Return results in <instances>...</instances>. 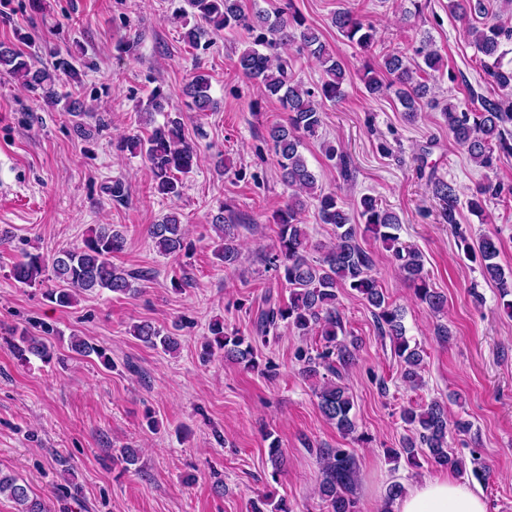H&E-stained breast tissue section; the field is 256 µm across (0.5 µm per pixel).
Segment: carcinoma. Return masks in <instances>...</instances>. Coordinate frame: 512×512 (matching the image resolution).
Returning <instances> with one entry per match:
<instances>
[{"label":"carcinoma","instance_id":"carcinoma-1","mask_svg":"<svg viewBox=\"0 0 512 512\" xmlns=\"http://www.w3.org/2000/svg\"><path fill=\"white\" fill-rule=\"evenodd\" d=\"M178 12L184 18L198 19L215 30L244 28L258 32L253 45L237 57L236 68L245 76L259 82L264 95L274 97L288 112L285 124L272 125L267 129V139L277 165L280 180L291 193L286 204L276 211L275 223L279 226L278 239L265 263L275 271L277 280L289 290L288 301L267 299L265 306L257 310L253 319V335L245 337L238 331H227L224 323L215 321L209 327L211 339L204 350L210 357L219 352L224 360L243 366L247 371L259 368L254 356V344H269L277 336L280 326L292 327L304 335L318 331L323 346L316 354L301 352L302 372L316 378L326 372L323 383L315 391L318 407L325 419L336 424L345 435L355 432L351 415L353 397L341 383V370L354 360V350L338 339L343 331L342 316L338 307V290L350 288L356 291L373 308L381 335L390 339L394 355L403 368L402 378L412 388L424 385L421 375L423 355L410 346L406 338L401 309L390 303L372 275L374 260L359 241L357 224L342 198L334 191L319 188L315 172L309 167L301 151L303 139L318 136L323 123L322 105L336 103L344 95L346 72L335 54L323 41L314 27L305 23L298 14L282 11L270 19L262 10L248 12L242 0H182ZM451 11L460 19L484 14V0H450ZM333 24L349 42L363 49L372 46L376 30L364 23L350 10L336 12ZM464 35L469 44L482 55L480 59L484 80L497 86L502 94L496 99L483 98L475 114L458 110L452 103L442 108L448 125V134L463 147L469 157L480 167L493 164L494 150L512 153V142L505 134V124L512 122V66L503 64L506 50L504 42L512 41V29L497 23H485L481 27L467 25ZM293 41L299 49L320 62L326 78L313 91L295 79L290 61L275 52V47ZM417 54L423 65L413 68L406 57L392 53L384 58L379 68L368 66L362 76L365 89L372 96L394 94L404 109L405 118L412 122L417 116L420 103L428 98L429 86L422 82L419 73L429 69L440 70L442 58L432 49L429 39L421 41ZM0 71L19 81L37 100L48 106L63 104L62 110L71 113L83 111V103L72 100L62 102L56 90L59 76L65 74L78 78V71L71 56H60L52 68L38 65L25 54L0 43ZM207 75L197 73L186 85L184 94L187 106L197 112H207L215 102L209 94ZM121 153L144 158L150 166L156 192L163 197H177L182 182L177 174L186 175L196 163L197 153L186 140L179 116H167L165 122L154 128L147 138L137 135L121 140L117 145ZM327 160L334 163L344 179L352 177L350 159L334 147L325 151ZM432 196L441 206V218L451 226L458 225L459 194L457 188L439 178L430 179ZM498 194V187L488 183L475 188L467 200L468 209L477 216H484L488 197ZM314 208L317 219L331 226L334 241L318 245V257L309 256L311 244L302 224L301 215ZM356 212L370 233L393 251L397 268L403 281L413 289L416 297L428 308L441 312L446 297L429 283L424 270L422 255L415 249L398 244L401 220L399 216L382 206L379 199L363 194L356 202ZM211 224L221 238L222 245L217 257L226 268H234L240 262L237 243L239 219L232 210L221 207L211 215ZM150 237L159 254L178 256L189 250L184 225L177 214L165 216L160 223L149 228ZM125 239L120 230L110 224H98L82 245L61 249L52 259V280L56 287L48 297L58 306L68 308L84 294L105 289L114 294L131 295L138 291L136 282L144 278L138 272L121 269L112 264V254L124 248ZM477 252L484 279L493 282L501 297L512 295V279L496 258L499 255L497 238L485 235L477 242ZM45 271L41 256L26 253L24 260L11 269L15 281L33 285L40 281ZM130 333L152 348L173 353L179 342L176 334L165 331L149 321L132 326ZM71 350L85 357L92 355L110 364L106 350L84 338L75 336ZM19 357L31 354L44 363L52 360L54 351L47 343L26 332L19 333L14 345ZM402 420L413 431L401 448H389L390 458H405L410 465L416 464L422 452L439 467L448 470L460 468L459 460L448 452L450 429L468 432L471 423L461 418L450 420L448 409L438 401H432L418 409L409 407L402 411ZM321 481L319 493L326 502L328 512H356L355 501L350 498L354 475V459L342 448L319 449ZM0 496H6L18 505V512H47L42 501L30 496L27 484L18 483L10 474H0Z\"/></svg>","mask_w":512,"mask_h":512}]
</instances>
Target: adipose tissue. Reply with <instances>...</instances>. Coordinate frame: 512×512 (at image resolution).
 I'll return each instance as SVG.
<instances>
[{
    "mask_svg": "<svg viewBox=\"0 0 512 512\" xmlns=\"http://www.w3.org/2000/svg\"><path fill=\"white\" fill-rule=\"evenodd\" d=\"M391 512H487L482 496L455 478L442 475L405 488Z\"/></svg>",
    "mask_w": 512,
    "mask_h": 512,
    "instance_id": "adipose-tissue-1",
    "label": "adipose tissue"
}]
</instances>
